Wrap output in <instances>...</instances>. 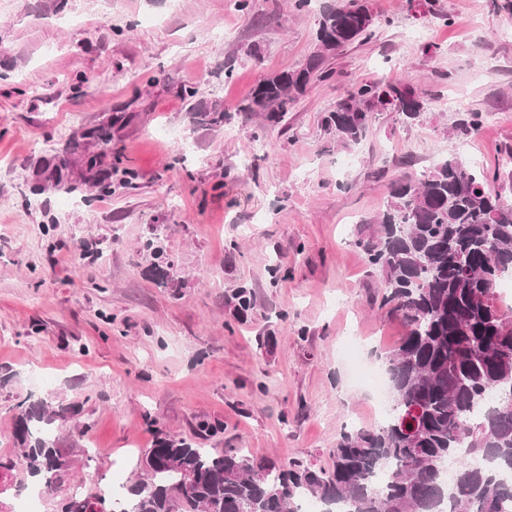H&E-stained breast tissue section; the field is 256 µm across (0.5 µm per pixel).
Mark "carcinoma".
I'll return each instance as SVG.
<instances>
[{
    "label": "carcinoma",
    "instance_id": "obj_1",
    "mask_svg": "<svg viewBox=\"0 0 512 512\" xmlns=\"http://www.w3.org/2000/svg\"><path fill=\"white\" fill-rule=\"evenodd\" d=\"M362 0H345L321 15L319 50L299 70L264 77L240 112H261L273 125L283 121L308 86L333 75L327 60L372 37ZM424 103L400 81L361 82L324 114L322 126L345 146L362 142L375 112L419 121ZM196 123L217 128L226 111L191 105ZM485 121L467 112L454 134L469 136ZM104 152L88 153L86 172L105 188ZM512 180V165L474 168L449 158L421 178L396 182L393 201L375 227L357 231L354 244L379 273V307L400 320L405 333L384 354L392 413L372 429L343 431L329 468L293 461L257 463L240 448L214 453L184 438L162 434L138 460L142 479L127 487L117 512H300L306 497L348 503L350 512H502L512 500V307L503 308L497 285L512 272V206L487 189L489 181ZM69 407L48 400L19 406L14 435L30 477L45 485L70 473L54 435ZM478 459L459 462L449 488L441 465L461 449ZM393 470L384 487L371 481L384 465ZM95 492L71 495L57 512H104Z\"/></svg>",
    "mask_w": 512,
    "mask_h": 512
}]
</instances>
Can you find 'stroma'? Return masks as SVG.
<instances>
[{"instance_id":"stroma-1","label":"stroma","mask_w":512,"mask_h":512,"mask_svg":"<svg viewBox=\"0 0 512 512\" xmlns=\"http://www.w3.org/2000/svg\"><path fill=\"white\" fill-rule=\"evenodd\" d=\"M339 2L297 12L251 0L246 16L236 0L0 8V512L28 479L14 437L26 401L77 410L55 430L71 473L39 512L79 482L111 512L159 430L326 468L349 423L374 426L342 342L358 337L377 357L404 327L378 307L381 279L356 228L385 209L394 180L458 155L460 113L487 117L471 139L483 164L512 149V12L507 0H367L374 37L332 59L333 78L253 142L262 118L238 104L270 73L306 64ZM377 78L423 93L420 122L379 112L359 145H339L323 114ZM187 83L199 88L191 102ZM194 102L229 110L223 129L193 126ZM96 127L111 137L102 169L134 171V186L84 181ZM150 239L178 287L151 279ZM242 288L254 306L240 320ZM204 420L222 432L200 437Z\"/></svg>"}]
</instances>
